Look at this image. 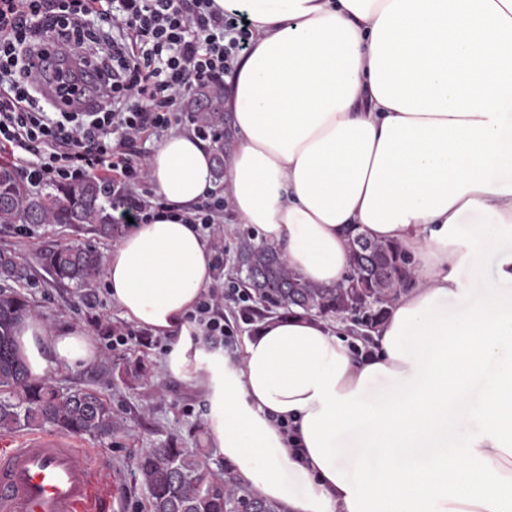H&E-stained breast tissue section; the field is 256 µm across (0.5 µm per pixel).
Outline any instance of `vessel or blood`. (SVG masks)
Wrapping results in <instances>:
<instances>
[{"instance_id":"b4317fda","label":"vessel or blood","mask_w":512,"mask_h":512,"mask_svg":"<svg viewBox=\"0 0 512 512\" xmlns=\"http://www.w3.org/2000/svg\"><path fill=\"white\" fill-rule=\"evenodd\" d=\"M103 460H88L64 434L32 435L0 450V512H90L111 500Z\"/></svg>"}]
</instances>
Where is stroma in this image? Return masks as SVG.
<instances>
[{
    "label": "stroma",
    "mask_w": 512,
    "mask_h": 512,
    "mask_svg": "<svg viewBox=\"0 0 512 512\" xmlns=\"http://www.w3.org/2000/svg\"><path fill=\"white\" fill-rule=\"evenodd\" d=\"M89 245L109 255L113 241L100 238L90 224H0V250H9L32 265L33 279L24 292L50 330L78 327L91 336L100 357L76 371L56 370L52 379L64 388H95L108 399L120 426L102 439L81 437L89 459H103L116 484L112 502H100L101 512H147V494L135 479L130 458L141 448L177 439L192 448L204 442L208 403L193 382L173 378L163 369L165 354L153 346L136 345L125 351L114 350L107 332L126 326L118 308L105 291L104 280H97L100 303L87 308L85 289L56 284L37 264L38 256L58 242ZM496 254L486 251L475 267L459 271L461 290L442 304V313L455 316L479 302L495 278Z\"/></svg>",
    "instance_id": "1"
}]
</instances>
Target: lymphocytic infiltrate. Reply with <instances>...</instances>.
<instances>
[{
	"instance_id": "lymphocytic-infiltrate-1",
	"label": "lymphocytic infiltrate",
	"mask_w": 512,
	"mask_h": 512,
	"mask_svg": "<svg viewBox=\"0 0 512 512\" xmlns=\"http://www.w3.org/2000/svg\"><path fill=\"white\" fill-rule=\"evenodd\" d=\"M239 11L212 0H0V153H21L32 186L93 178L120 219L145 220L159 209L141 144L185 119V102L222 83L249 47ZM58 61V95L28 79L33 59ZM96 72L102 90L84 111L64 108L81 92L80 76ZM223 197L204 201L193 217L214 250L217 276L192 314L212 348L233 351L236 330L255 310L224 279Z\"/></svg>"
}]
</instances>
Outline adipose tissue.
I'll list each match as a JSON object with an SVG mask.
<instances>
[{
    "label": "adipose tissue",
    "mask_w": 512,
    "mask_h": 512,
    "mask_svg": "<svg viewBox=\"0 0 512 512\" xmlns=\"http://www.w3.org/2000/svg\"><path fill=\"white\" fill-rule=\"evenodd\" d=\"M213 3L251 33L224 78L238 221L328 287L347 275L350 228L399 243L416 285L368 339L298 312L267 318L240 358L208 349L190 315L213 255L187 218L215 190L212 151L177 130L148 159L166 211L126 232L104 270L113 304L170 337L164 369L204 390L208 446L288 512H512V364L485 375L512 341V249L499 246L512 237V0ZM470 213L491 221L461 231ZM492 249L496 282L442 314L459 270ZM16 345L36 380L98 356L83 330L52 333L36 315ZM382 380L391 390L370 396ZM477 384L482 427L456 439L448 421Z\"/></svg>",
    "instance_id": "adipose-tissue-1"
}]
</instances>
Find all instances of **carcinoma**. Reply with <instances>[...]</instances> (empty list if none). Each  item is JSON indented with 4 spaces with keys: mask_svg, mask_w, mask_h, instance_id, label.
<instances>
[{
    "mask_svg": "<svg viewBox=\"0 0 512 512\" xmlns=\"http://www.w3.org/2000/svg\"><path fill=\"white\" fill-rule=\"evenodd\" d=\"M187 109L204 127L224 124V87L198 91ZM103 191L93 179L52 185L34 193L19 172L0 162V224H93L103 237L116 238L124 225L115 224L104 205ZM346 283L326 288L304 279L278 249L250 240L240 243L238 260L251 274L247 288L262 309L286 313L300 310L322 318H346L355 298L368 303L357 310V323L374 330L401 293L413 285L412 265L400 244L372 240L350 232ZM42 267L59 283L91 286L103 273L102 256L75 244H59L40 255ZM29 267L9 252H0V280L25 284ZM34 313L24 294L0 289V433L46 426L80 436L102 438L117 425L111 404L92 389H64L47 379L29 377L14 346L18 322ZM132 467L148 494L150 512H287L242 484L230 465L210 467L201 448L169 443L142 448Z\"/></svg>",
    "mask_w": 512,
    "mask_h": 512,
    "instance_id": "obj_1",
    "label": "carcinoma"
}]
</instances>
